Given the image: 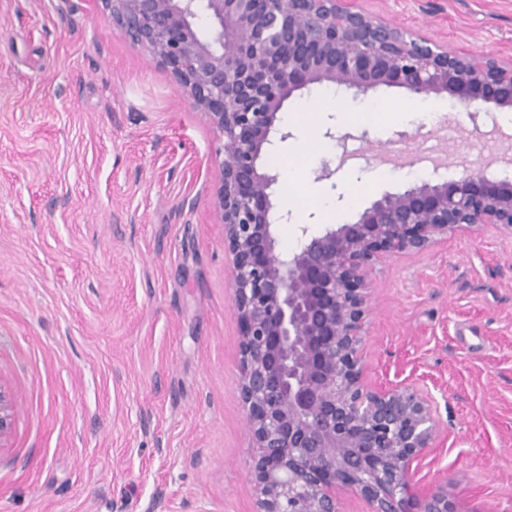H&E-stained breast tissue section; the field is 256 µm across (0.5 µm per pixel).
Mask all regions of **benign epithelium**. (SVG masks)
I'll return each instance as SVG.
<instances>
[{"label":"benign epithelium","mask_w":512,"mask_h":512,"mask_svg":"<svg viewBox=\"0 0 512 512\" xmlns=\"http://www.w3.org/2000/svg\"><path fill=\"white\" fill-rule=\"evenodd\" d=\"M100 2L219 137L213 199L232 259L255 512H344L342 490L369 512H456L447 491L413 489L412 462L439 433L430 396L364 381L369 274L383 256L485 225L512 237V159L496 177L469 165L385 192L348 224H303L283 250L288 214L274 203L279 174L265 157L291 137L284 104L310 85L397 86L446 97L471 117L486 104L512 109V61L440 49L342 0ZM16 409L0 381V450Z\"/></svg>","instance_id":"7a95c632"}]
</instances>
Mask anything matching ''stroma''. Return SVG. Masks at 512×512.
I'll list each match as a JSON object with an SVG mask.
<instances>
[{
	"label": "stroma",
	"instance_id": "obj_1",
	"mask_svg": "<svg viewBox=\"0 0 512 512\" xmlns=\"http://www.w3.org/2000/svg\"><path fill=\"white\" fill-rule=\"evenodd\" d=\"M440 47L512 56V0H345ZM310 87L277 149L297 226L344 224L431 170L385 150L489 160L512 111L401 87ZM388 110L370 124L371 101ZM412 120H404V113ZM335 129L337 139L327 138ZM218 140L99 0H0V380L17 397L0 512H254L230 260L210 190ZM343 159L321 179L322 157ZM333 209H289L288 191ZM368 385L428 392L441 431L415 483L458 512H512V237L492 227L370 274Z\"/></svg>",
	"mask_w": 512,
	"mask_h": 512
}]
</instances>
